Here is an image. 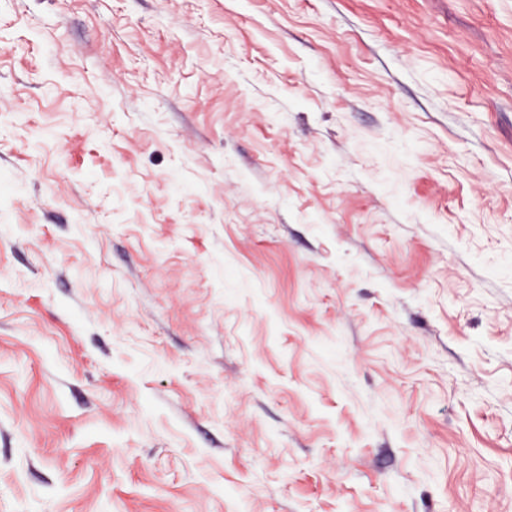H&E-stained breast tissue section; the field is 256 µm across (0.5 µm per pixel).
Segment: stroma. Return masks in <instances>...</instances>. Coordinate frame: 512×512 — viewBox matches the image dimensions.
Returning a JSON list of instances; mask_svg holds the SVG:
<instances>
[{
  "mask_svg": "<svg viewBox=\"0 0 512 512\" xmlns=\"http://www.w3.org/2000/svg\"><path fill=\"white\" fill-rule=\"evenodd\" d=\"M0 512H512V0H0Z\"/></svg>",
  "mask_w": 512,
  "mask_h": 512,
  "instance_id": "1",
  "label": "stroma"
}]
</instances>
